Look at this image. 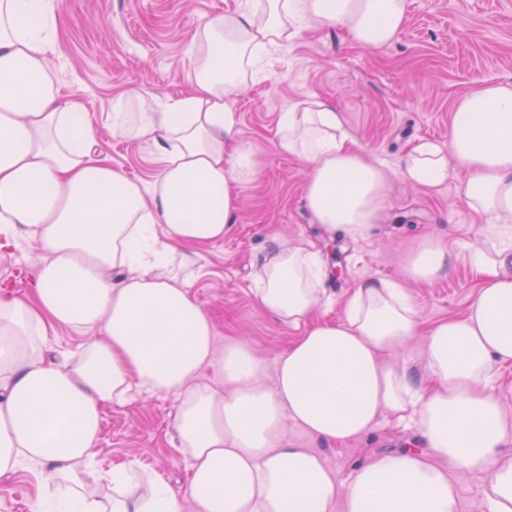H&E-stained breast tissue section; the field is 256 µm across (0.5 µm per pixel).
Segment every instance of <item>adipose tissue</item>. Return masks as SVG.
<instances>
[{
	"instance_id": "adipose-tissue-1",
	"label": "adipose tissue",
	"mask_w": 512,
	"mask_h": 512,
	"mask_svg": "<svg viewBox=\"0 0 512 512\" xmlns=\"http://www.w3.org/2000/svg\"><path fill=\"white\" fill-rule=\"evenodd\" d=\"M58 0H0V247L35 244L30 295L0 296V479L38 468L32 512H458L451 475H486L487 512H512V416L493 394L495 367L512 361V84H486L453 106L447 144L423 140L398 169L370 162L331 101L305 100L281 118L276 147L311 169L307 207L329 231L363 238L394 178L437 189L456 173L464 196L497 231L471 251L487 275L468 313L427 334L435 382L422 390L384 357L419 330L400 282L364 281L338 322L314 324L328 269L308 245L273 237L255 260L253 293L280 323L304 333L275 359L247 343L216 348L211 315L173 264H194L222 241L264 160L242 138L230 96L304 27L334 25L356 45H389L406 0H238L191 43L194 89L138 112L112 114L115 132L154 146L149 187L98 155L83 101L59 92L50 64ZM451 250L429 236L405 278L445 274ZM124 269V278L110 277ZM85 337L78 356L49 358L50 329ZM212 370L222 388L201 384ZM166 393L189 460L186 484L134 465L97 469L101 415L134 395ZM413 427L421 447L374 455L339 481L305 439L330 443L371 431L384 416ZM299 439L289 438V430ZM111 482L112 493L97 489Z\"/></svg>"
}]
</instances>
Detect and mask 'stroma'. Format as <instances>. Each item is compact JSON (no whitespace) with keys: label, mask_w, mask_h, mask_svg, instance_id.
<instances>
[{"label":"stroma","mask_w":512,"mask_h":512,"mask_svg":"<svg viewBox=\"0 0 512 512\" xmlns=\"http://www.w3.org/2000/svg\"><path fill=\"white\" fill-rule=\"evenodd\" d=\"M236 5L237 0H61L51 59L62 93L81 97L90 113L101 158L144 185L158 176L161 164L149 144L113 133L116 100L124 98L134 112L144 100L188 96L194 33ZM492 82L512 83V0H408L404 25L386 47L365 49L339 28L317 25L302 29L273 56L262 76L231 99L240 133L256 146L264 168L242 193L232 232L201 248L191 269V291L214 320L217 345L245 340L271 364L302 334L260 308L252 291L255 258L272 233L313 243L325 261L341 259L343 271L329 276L314 321L337 320L366 279L403 281L423 331L464 316L486 281L469 252L485 242L491 219L467 204L463 176H452L436 190L394 181L367 237L331 241L313 224L306 205L309 167L278 152L277 131L289 106L332 100L368 159L395 168L421 140L447 142L456 99ZM425 236L453 249L452 271L431 283L404 280L405 259ZM36 263L34 247L0 251V292L28 295ZM177 406L176 397L155 394L109 407L95 450L97 466L107 471L132 463L172 484L185 483L189 462L172 425ZM418 445L415 430L390 417L343 443H309L342 480L375 454ZM42 491L38 471L21 468L0 481V512H20Z\"/></svg>","instance_id":"35a3bbf8"}]
</instances>
